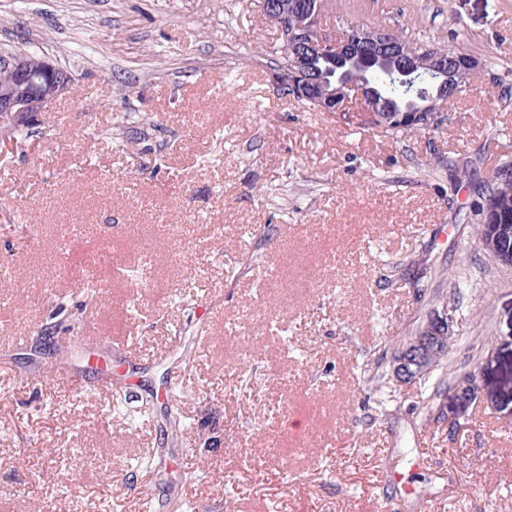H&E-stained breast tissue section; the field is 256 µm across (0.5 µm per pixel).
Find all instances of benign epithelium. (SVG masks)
Wrapping results in <instances>:
<instances>
[{
    "mask_svg": "<svg viewBox=\"0 0 512 512\" xmlns=\"http://www.w3.org/2000/svg\"><path fill=\"white\" fill-rule=\"evenodd\" d=\"M262 15L283 33L290 60L288 69L276 74L280 91L310 100L322 112L340 115L346 111L351 97L364 105V117L376 121L386 119L385 102L375 88V74L397 63L399 40L385 27L351 25L341 36L322 28V12L318 0H258ZM408 70L427 68L434 73L438 85L453 78L462 82L483 68L482 62L470 54H445L434 47L411 49ZM327 63L321 69L317 60ZM73 84L72 74L46 56L29 53L0 54V126L18 129L37 126L41 113L58 98L66 95ZM432 113L436 123L447 116L446 101L440 96L427 98L417 113ZM448 317L433 313L399 357L395 359L392 377L399 383H410L421 376V369L431 352L449 335Z\"/></svg>",
    "mask_w": 512,
    "mask_h": 512,
    "instance_id": "benign-epithelium-1",
    "label": "benign epithelium"
}]
</instances>
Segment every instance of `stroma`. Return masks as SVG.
<instances>
[{"mask_svg": "<svg viewBox=\"0 0 512 512\" xmlns=\"http://www.w3.org/2000/svg\"><path fill=\"white\" fill-rule=\"evenodd\" d=\"M328 5L326 29L488 70L449 120L391 136L360 100L277 91L257 0H0V53L74 78L47 137L0 165V512H171L183 491L196 512H512V266L479 234L480 185L512 160V0ZM60 297L136 357L44 351L75 336ZM434 311L441 370L369 382ZM117 375L183 384L177 438L111 414ZM141 456L160 470L129 469Z\"/></svg>", "mask_w": 512, "mask_h": 512, "instance_id": "stroma-1", "label": "stroma"}]
</instances>
